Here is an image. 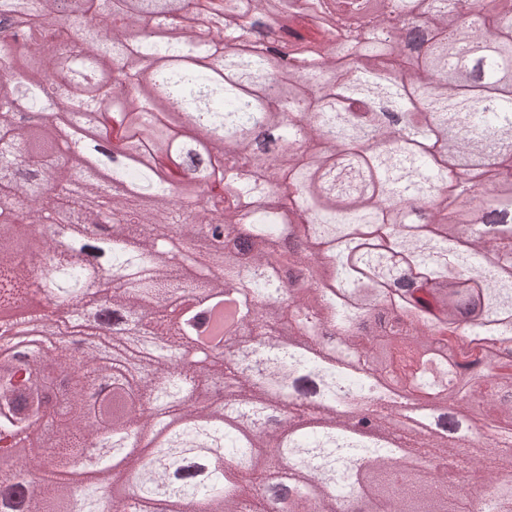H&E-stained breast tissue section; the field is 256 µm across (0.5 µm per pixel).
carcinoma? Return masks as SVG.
<instances>
[{"label": "carcinoma", "mask_w": 512, "mask_h": 512, "mask_svg": "<svg viewBox=\"0 0 512 512\" xmlns=\"http://www.w3.org/2000/svg\"><path fill=\"white\" fill-rule=\"evenodd\" d=\"M0 0V307L32 285L70 317L105 305L112 335L48 352L16 340L0 362V443L39 419L57 430L49 453L26 473L0 474V512H245L243 483L288 502L287 512H461L462 482L425 479L410 447L351 430L370 387L435 396L424 406L463 422L480 417L484 442L512 436V178L471 199L453 221L443 190L481 183L512 155V0H390L388 16L347 22L341 0ZM466 11L472 34L493 21L494 46L480 65L448 26ZM101 13L125 24L108 37L73 31ZM425 20L420 40L403 37ZM216 22L204 47L193 31ZM22 34L18 45L3 34ZM77 100L41 90L46 71ZM23 100L24 109L16 107ZM98 112L121 169L88 174L82 150L59 154L58 125ZM186 173L214 196L176 213ZM84 182V197L67 186ZM119 181L97 224H73L76 241L110 238L111 269L91 274L75 250L13 248L20 227L52 224ZM222 219L234 247L199 244L197 225ZM389 226L387 245L365 228ZM182 241L173 260L157 239ZM223 269L216 278L211 270ZM220 292L224 308L195 307L179 328L164 304ZM243 338L224 358V390L188 360L191 343ZM447 349L464 378L442 388L426 369ZM94 473L75 478L87 449ZM502 478L470 512H512V451L495 455ZM288 465L292 479L266 486ZM35 495L24 492L28 482Z\"/></svg>", "instance_id": "cac0c4a2"}]
</instances>
